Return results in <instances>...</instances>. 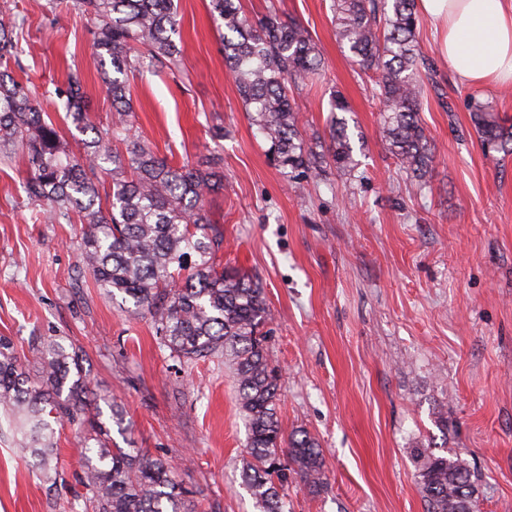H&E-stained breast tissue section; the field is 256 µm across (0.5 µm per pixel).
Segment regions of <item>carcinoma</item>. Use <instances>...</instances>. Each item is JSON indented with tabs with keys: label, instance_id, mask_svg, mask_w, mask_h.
Wrapping results in <instances>:
<instances>
[{
	"label": "carcinoma",
	"instance_id": "cac0c4a2",
	"mask_svg": "<svg viewBox=\"0 0 512 512\" xmlns=\"http://www.w3.org/2000/svg\"><path fill=\"white\" fill-rule=\"evenodd\" d=\"M72 2L94 21L92 62L103 71L112 120L101 125L91 120L81 71L70 72L49 96L84 136L74 152L44 118L38 91L14 75L13 68H22L20 25L0 22V147L24 149L30 171L24 190L45 221L82 224L81 261L97 285L149 316L163 346L177 358L192 361L221 352L234 366L248 429L242 485L262 512H285L288 472L318 490L324 484L323 452L306 431L282 430L281 377L263 332L269 318L263 288L217 262L224 231L204 201L224 187V174L173 165L132 140L129 76L154 72L180 56L174 0ZM209 12L245 112L283 177L319 176L330 164L352 175L357 162L342 96L330 102L325 147L313 146L298 127L294 92L323 67L308 30L282 20L274 7L249 18L241 0H210ZM332 13L339 42L359 71L371 75L381 98L391 154L425 183L434 155L419 115L425 58L417 39V0H332ZM466 108L483 153L511 155L512 125L499 118L493 103L471 95ZM106 163L112 164L111 184L103 192ZM81 360L76 346L49 340L37 349L32 375L12 341L0 336V414L21 454L52 480L58 456L54 425L72 422L84 432L80 484L89 512H196L164 461L139 448L112 447ZM413 456L426 512H474L478 475L467 459L437 451L430 440L413 449Z\"/></svg>",
	"mask_w": 512,
	"mask_h": 512
}]
</instances>
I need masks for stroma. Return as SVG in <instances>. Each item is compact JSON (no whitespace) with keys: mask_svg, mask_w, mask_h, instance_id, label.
<instances>
[{"mask_svg":"<svg viewBox=\"0 0 512 512\" xmlns=\"http://www.w3.org/2000/svg\"><path fill=\"white\" fill-rule=\"evenodd\" d=\"M207 3L179 0V68L134 77L133 137L174 163L224 173L207 204L224 231L220 261L264 290L284 432L305 429L323 449V487L290 476L288 512H426L411 450L440 436L478 472V512H512V157L484 156L465 107L471 87L421 19L435 64L422 74L421 105L434 160L419 187L387 149L374 83L340 47L331 0H242L250 17L276 6L322 52L320 75L296 95L307 140L326 133L331 93L350 107L353 176L291 184L249 123ZM14 19L24 22L23 79L51 89L81 69L92 120L108 121L103 76L87 65L88 18L0 0V21ZM28 175L21 149L0 153V336L30 371L43 340L79 346L94 392L126 411L129 428L113 442L165 460L198 512H258L242 486L232 367L220 353L173 356L149 316L99 288L80 261V225L40 221L22 189ZM57 440L50 484L0 427V512H85L83 438L66 423Z\"/></svg>","mask_w":512,"mask_h":512,"instance_id":"obj_1","label":"stroma"}]
</instances>
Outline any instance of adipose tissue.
Wrapping results in <instances>:
<instances>
[{
	"label": "adipose tissue",
	"instance_id": "ef3b65f1",
	"mask_svg": "<svg viewBox=\"0 0 512 512\" xmlns=\"http://www.w3.org/2000/svg\"><path fill=\"white\" fill-rule=\"evenodd\" d=\"M418 10L459 81L478 89L512 85V0H418Z\"/></svg>",
	"mask_w": 512,
	"mask_h": 512
}]
</instances>
